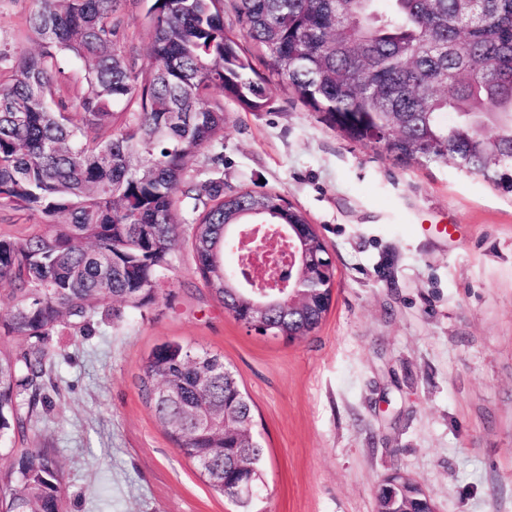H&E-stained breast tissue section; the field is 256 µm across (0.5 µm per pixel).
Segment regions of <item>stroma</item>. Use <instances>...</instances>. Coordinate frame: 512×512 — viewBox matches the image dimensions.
I'll return each mask as SVG.
<instances>
[{
  "label": "stroma",
  "instance_id": "1",
  "mask_svg": "<svg viewBox=\"0 0 512 512\" xmlns=\"http://www.w3.org/2000/svg\"><path fill=\"white\" fill-rule=\"evenodd\" d=\"M224 103L225 187L306 213L336 268L319 328L288 343L239 323L178 249L158 302L59 328L28 443L55 449L64 512H239L142 401L136 377L176 340L223 354L264 446L252 512H375L401 469L436 512H512V192L453 163L344 138L291 89Z\"/></svg>",
  "mask_w": 512,
  "mask_h": 512
}]
</instances>
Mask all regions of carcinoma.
Here are the masks:
<instances>
[{
  "label": "carcinoma",
  "mask_w": 512,
  "mask_h": 512,
  "mask_svg": "<svg viewBox=\"0 0 512 512\" xmlns=\"http://www.w3.org/2000/svg\"><path fill=\"white\" fill-rule=\"evenodd\" d=\"M125 0H34L26 18L37 48L0 42V211L32 221L20 237L0 235V512H63L56 451L24 447L42 395L47 341L60 327L84 335L108 300L154 304L189 245L195 274L238 315L251 296L231 284L237 243L224 225L268 208L277 224L309 219L275 192L227 193L220 177L199 180L191 163L223 144L220 93L246 112H266L275 78L352 140L386 143L400 160L452 162L512 192V0H486L478 22L458 0H233L241 25L224 27V0H149L147 63L123 50ZM266 73L241 54L239 37ZM80 71L71 96L68 70ZM319 262L308 300L282 302L267 323L306 336L327 309L322 291L335 267L317 230H305ZM13 341L24 343L21 348ZM224 356L178 341L145 359L139 392L156 423L208 485L234 498L245 454L261 482L263 448L224 436V407L254 423ZM390 512H432V500L400 476L379 487Z\"/></svg>",
  "instance_id": "cac0c4a2"
}]
</instances>
